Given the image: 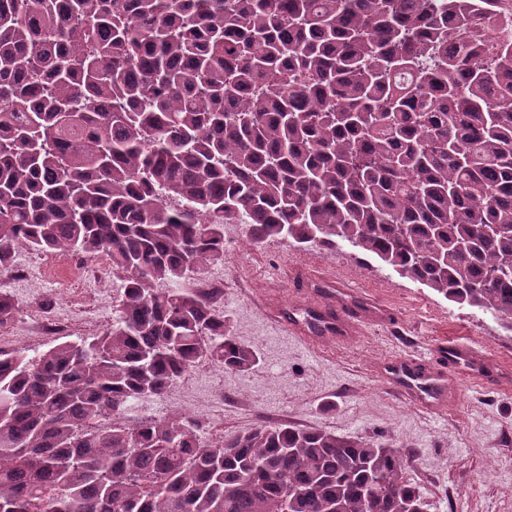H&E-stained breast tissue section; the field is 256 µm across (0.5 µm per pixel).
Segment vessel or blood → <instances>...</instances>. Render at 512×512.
I'll list each match as a JSON object with an SVG mask.
<instances>
[{"label":"vessel or blood","mask_w":512,"mask_h":512,"mask_svg":"<svg viewBox=\"0 0 512 512\" xmlns=\"http://www.w3.org/2000/svg\"><path fill=\"white\" fill-rule=\"evenodd\" d=\"M313 312L325 325L326 335L340 342L372 321L369 312L331 303L318 304ZM273 316L275 324L287 328L302 341L310 345L316 342V335L303 324L289 320L287 307L275 305ZM376 372L395 395L438 417L446 416L459 404L458 395L448 385L449 378L471 382L487 392L504 388L490 361L480 360L470 346L455 342L440 345L426 356L413 353L384 359L378 363Z\"/></svg>","instance_id":"b4317fda"}]
</instances>
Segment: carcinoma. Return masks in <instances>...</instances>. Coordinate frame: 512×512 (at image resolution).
I'll return each mask as SVG.
<instances>
[{
	"label": "carcinoma",
	"mask_w": 512,
	"mask_h": 512,
	"mask_svg": "<svg viewBox=\"0 0 512 512\" xmlns=\"http://www.w3.org/2000/svg\"><path fill=\"white\" fill-rule=\"evenodd\" d=\"M506 2L0 0V271L25 246L123 281L102 333L0 349V512L425 506L385 436L126 414L202 359L259 363L191 287L229 219L512 325V35L462 36Z\"/></svg>",
	"instance_id": "cac0c4a2"
}]
</instances>
